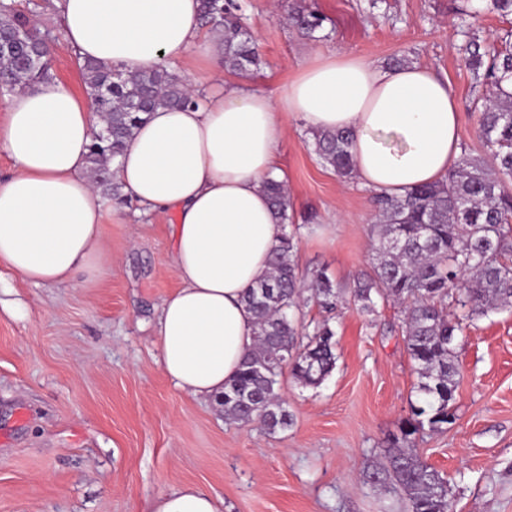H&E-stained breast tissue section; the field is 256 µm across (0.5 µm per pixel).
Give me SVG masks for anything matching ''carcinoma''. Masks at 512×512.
Wrapping results in <instances>:
<instances>
[{
  "label": "carcinoma",
  "mask_w": 512,
  "mask_h": 512,
  "mask_svg": "<svg viewBox=\"0 0 512 512\" xmlns=\"http://www.w3.org/2000/svg\"><path fill=\"white\" fill-rule=\"evenodd\" d=\"M240 11L237 0H201L203 26L221 38L224 68L232 72L262 64ZM288 22L312 37L324 18L306 0H291ZM22 30L26 44L14 56L0 57V86L8 92L51 79L45 67L27 61L34 51L49 52L51 31L37 30L17 4L0 0V37ZM466 51L467 64L484 68L483 77L493 87L492 97L477 107L487 155L466 151L445 179L403 196L374 193L372 273L349 291V301L368 314L379 300L402 306L406 348L424 401L411 406L401 422L407 442L426 425L432 431L445 429L454 416L456 336L463 321L512 307V48L493 52L487 63L475 39ZM78 65L88 97L106 120L105 138L93 137L88 169L105 199H120L122 187L112 181L109 163L150 113L192 105L195 97L165 67L129 75L92 59ZM352 140L347 130L318 131L312 133V148L324 167L351 179ZM266 190L283 232L269 272L245 294L255 316L257 347L214 403L226 419L244 425L258 420L274 433L292 423L279 394L283 369L290 368L304 386L320 385L336 365V341L329 320L306 323L297 317L303 274L296 236L288 231V197L284 183L275 179L266 180ZM312 288L326 313L343 302L341 287L323 271L313 274ZM387 463L386 472L405 493L408 512H452L448 480L409 449H389Z\"/></svg>",
  "instance_id": "cac0c4a2"
}]
</instances>
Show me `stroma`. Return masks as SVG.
<instances>
[{
    "mask_svg": "<svg viewBox=\"0 0 512 512\" xmlns=\"http://www.w3.org/2000/svg\"><path fill=\"white\" fill-rule=\"evenodd\" d=\"M239 2L263 60L242 75L253 88L277 91L319 51L383 64L402 55L447 78L461 144L482 152L474 102L492 88L463 45L469 35L499 45L512 15L484 11L461 29L467 0H310L325 22L309 39L285 23L286 0ZM47 20L53 74L84 93L55 15ZM287 125L278 163L299 265L350 285L371 270V192L320 165L300 119ZM119 209L101 229L102 272L37 286L0 267V512H151L185 486L220 512H404L403 492L374 477L416 398L399 305L369 315L346 304L328 317L308 302L304 320L330 319L336 331L331 375L312 388L283 371L285 430L225 420L162 367L155 322L180 286L173 214ZM455 363V419L417 435L413 451L448 480L454 512H512V308L464 323Z\"/></svg>",
    "mask_w": 512,
    "mask_h": 512,
    "instance_id": "obj_1",
    "label": "stroma"
}]
</instances>
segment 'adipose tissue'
I'll list each match as a JSON object with an SVG mask.
<instances>
[{"instance_id":"adipose-tissue-1","label":"adipose tissue","mask_w":512,"mask_h":512,"mask_svg":"<svg viewBox=\"0 0 512 512\" xmlns=\"http://www.w3.org/2000/svg\"><path fill=\"white\" fill-rule=\"evenodd\" d=\"M65 44L80 57L135 73L176 65L188 53L206 80L188 79L197 105L152 112L111 165L145 215L175 211L180 288L156 322L162 366L176 386L207 398L223 391L256 346L244 295L268 270L282 233L264 190L277 175L288 117L311 130H349L359 182L402 195L442 180L460 153L462 126L447 81L409 64L388 67L335 51L301 64L272 94L225 83L224 51L205 33L199 0H58ZM0 264L36 285L102 269L107 218L89 180V147L103 122L90 99L59 81L0 99ZM153 512H219L186 486L161 494Z\"/></svg>"}]
</instances>
